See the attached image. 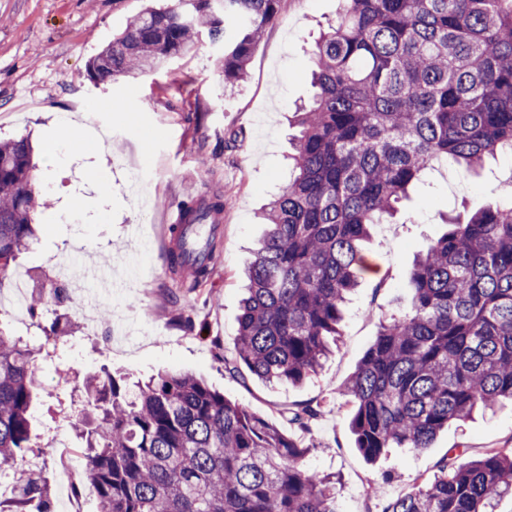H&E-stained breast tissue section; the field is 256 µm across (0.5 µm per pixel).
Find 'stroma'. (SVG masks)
Returning <instances> with one entry per match:
<instances>
[{"label": "stroma", "instance_id": "obj_1", "mask_svg": "<svg viewBox=\"0 0 512 512\" xmlns=\"http://www.w3.org/2000/svg\"><path fill=\"white\" fill-rule=\"evenodd\" d=\"M150 0H0V139L32 137L35 178L48 189L50 208L39 210L36 237L12 263L31 274L29 294L42 295V317L19 327L0 309V329L48 358L35 367L38 397L31 410L37 446L33 457L51 490L52 505L74 501L78 512H99L95 495L60 488L57 457L48 438L75 439L85 376L119 371L144 380L168 368L202 378L225 398L247 406L281 428L288 411L311 405L319 417L307 442L310 468L335 475L343 512H383L418 476L432 475L454 448L465 460L489 448H512V404L450 424L432 447L390 449L377 462L359 452L341 391L380 323L406 307L409 271L431 239L445 232L444 217L467 218L512 191V155L501 153L478 171L437 164L403 202L390 224L378 225L365 256L377 277H362L347 306L342 334L316 375L298 386H270L246 367L226 368L238 332L242 273L265 227L257 214L288 180L290 120L308 101L311 52L335 20L338 0H280L247 64L246 75L225 91L218 69L222 44L202 37L195 49L160 71L107 82L90 79L87 66ZM97 106L85 150L49 160L48 139L63 116ZM224 199L214 227V262L208 278L190 287L168 262L165 242L181 205ZM82 199L81 214L70 211ZM111 260L131 278L114 285L108 323L90 332L86 316L98 298L86 262ZM57 333H50L51 322ZM389 478L375 498L368 480Z\"/></svg>", "mask_w": 512, "mask_h": 512}]
</instances>
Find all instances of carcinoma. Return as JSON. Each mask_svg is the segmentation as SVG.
<instances>
[{
	"mask_svg": "<svg viewBox=\"0 0 512 512\" xmlns=\"http://www.w3.org/2000/svg\"><path fill=\"white\" fill-rule=\"evenodd\" d=\"M280 0H175L138 14L89 62L92 79L152 72L206 32L224 42V84L244 78ZM312 50V100L296 113L294 177L263 214L246 270L234 360L266 383L299 385L321 366L366 269L361 243L390 224L433 162L483 166L512 154V0H340ZM33 147L0 141V284L29 249L42 200ZM224 201L186 203L216 224ZM174 268L188 267L182 253ZM190 268V267H188ZM194 283L207 266L190 268ZM406 310L380 323L345 384L363 456L429 448L452 422L512 401V194L454 222L414 260ZM41 348L0 330V459L22 471L14 508L51 512L32 452ZM75 425L99 512H340L332 477L293 434L186 372L84 382ZM319 413L290 411L309 432ZM449 451L384 512H489L512 496V448L466 463Z\"/></svg>",
	"mask_w": 512,
	"mask_h": 512,
	"instance_id": "carcinoma-1",
	"label": "carcinoma"
}]
</instances>
